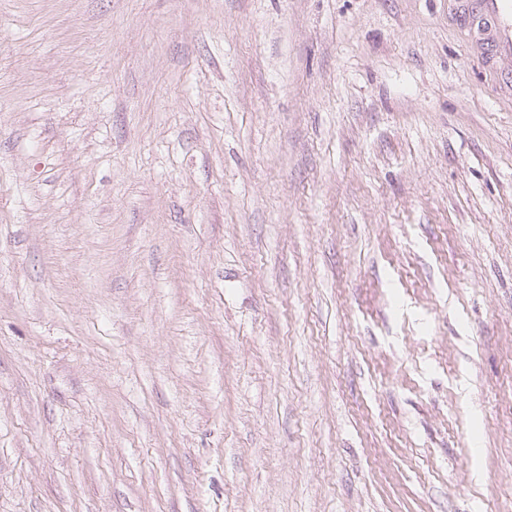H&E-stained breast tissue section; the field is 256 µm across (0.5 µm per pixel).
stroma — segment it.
<instances>
[{"label": "stroma", "mask_w": 512, "mask_h": 512, "mask_svg": "<svg viewBox=\"0 0 512 512\" xmlns=\"http://www.w3.org/2000/svg\"><path fill=\"white\" fill-rule=\"evenodd\" d=\"M0 512H512L452 0H0Z\"/></svg>", "instance_id": "1"}]
</instances>
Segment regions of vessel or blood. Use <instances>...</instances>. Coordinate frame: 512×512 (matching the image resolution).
<instances>
[{"label": "vessel or blood", "mask_w": 512, "mask_h": 512, "mask_svg": "<svg viewBox=\"0 0 512 512\" xmlns=\"http://www.w3.org/2000/svg\"><path fill=\"white\" fill-rule=\"evenodd\" d=\"M462 22L483 38L477 60L499 83H512V0H457Z\"/></svg>", "instance_id": "1"}]
</instances>
